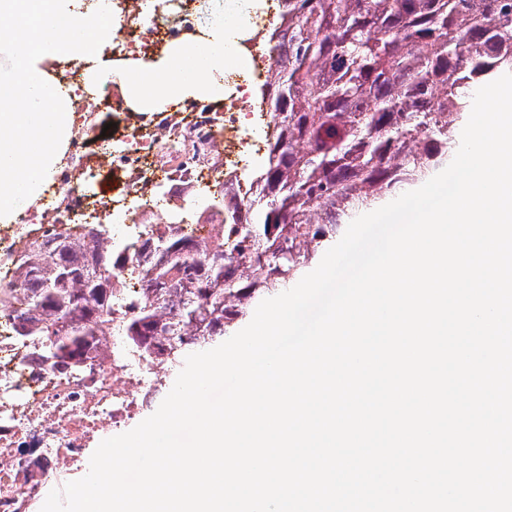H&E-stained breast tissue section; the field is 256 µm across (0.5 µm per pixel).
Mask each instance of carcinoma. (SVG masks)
Masks as SVG:
<instances>
[{"label":"carcinoma","mask_w":512,"mask_h":512,"mask_svg":"<svg viewBox=\"0 0 512 512\" xmlns=\"http://www.w3.org/2000/svg\"><path fill=\"white\" fill-rule=\"evenodd\" d=\"M282 4L265 90L274 124L251 197L227 207L223 236L169 225L136 257L143 298L117 322L145 353L162 340L178 363L197 337L218 342L349 210L425 178L455 146L474 93L512 70V0ZM126 262L97 235L30 242L11 284L28 302L19 334L41 337L55 367L83 363L112 321V277Z\"/></svg>","instance_id":"1"}]
</instances>
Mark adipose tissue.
Wrapping results in <instances>:
<instances>
[{
    "mask_svg": "<svg viewBox=\"0 0 512 512\" xmlns=\"http://www.w3.org/2000/svg\"><path fill=\"white\" fill-rule=\"evenodd\" d=\"M49 23L20 37H0V51L19 60L24 79L0 75V222L35 204L60 161L71 134L69 95L49 80L53 64L76 62L94 91L116 83L130 111L157 112L180 101L219 104L224 72L244 68L248 55L234 41V27L215 19L186 32L147 58L114 59L116 28L106 8L80 0H47ZM26 104L12 111L14 101Z\"/></svg>",
    "mask_w": 512,
    "mask_h": 512,
    "instance_id": "adipose-tissue-1",
    "label": "adipose tissue"
}]
</instances>
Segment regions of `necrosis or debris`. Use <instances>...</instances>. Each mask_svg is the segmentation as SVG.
<instances>
[{
    "instance_id": "obj_1",
    "label": "necrosis or debris",
    "mask_w": 512,
    "mask_h": 512,
    "mask_svg": "<svg viewBox=\"0 0 512 512\" xmlns=\"http://www.w3.org/2000/svg\"><path fill=\"white\" fill-rule=\"evenodd\" d=\"M194 14L191 7L149 13L141 0H113L112 17L131 31L113 42V56L172 41L190 28ZM251 57L247 74L225 76L223 110L177 104L154 118L137 116L116 138L90 135L95 112L111 99L109 88L86 91L81 66L56 68L53 79L69 90L76 114L69 156L50 178L39 208L0 225V287L17 279L27 242L56 226L80 238L100 233L131 258L155 236L147 218L165 200L187 193L207 198L229 188L247 201L242 179L273 122L255 88L275 67L270 49H252ZM104 170L119 181L115 196L99 182ZM23 310L19 298L0 301V512H33L49 488L62 487L83 469L102 436L140 421L169 375L163 352L144 358L107 327L86 362L52 368L40 358L38 340L19 335Z\"/></svg>"
}]
</instances>
